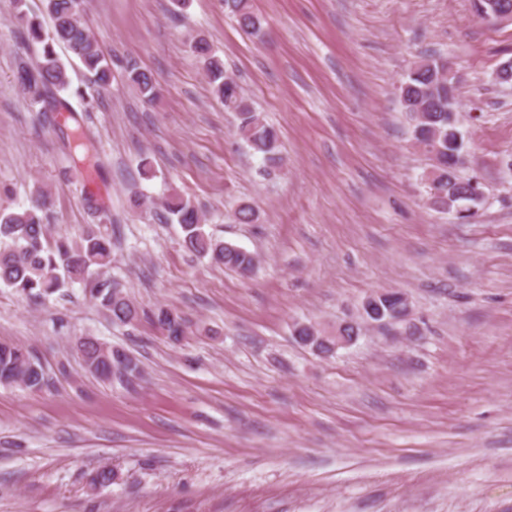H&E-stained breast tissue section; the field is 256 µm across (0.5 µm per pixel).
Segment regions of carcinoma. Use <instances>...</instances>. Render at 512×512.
<instances>
[{
	"mask_svg": "<svg viewBox=\"0 0 512 512\" xmlns=\"http://www.w3.org/2000/svg\"><path fill=\"white\" fill-rule=\"evenodd\" d=\"M45 11L51 20L45 26L38 15L23 11L17 16L19 35L35 52L36 60L21 61L15 81L33 104L42 112H56L54 95L68 88L69 78L56 47L62 46L84 68L87 88L93 92L107 89L114 78L112 69L96 40L78 19L81 0H45ZM225 9L246 32L256 33L261 22L252 10L250 0H224ZM194 53L201 59L212 86L213 94L227 112L235 114L237 129L244 142L269 163L281 160L277 130L253 110L238 84L224 75V63L210 45L199 42ZM448 68L444 56L427 57L414 63L400 86V99L412 120V137L416 146L428 153L432 168L424 177L429 203L442 211L457 213L467 210L462 202H475L469 196L468 178L459 174V163L466 152L464 135L459 126L450 122L449 111L457 110V100H448V92L438 86L440 72ZM125 70L129 81L141 96L151 101L157 94L155 77L129 59ZM52 206L49 193L41 187L32 191L29 205L10 212H0V284L31 300L44 301L69 283L81 282L89 288L90 298L110 313L112 322L128 325L139 317L138 307L114 280L104 276L112 264V241L89 227L79 238L58 234L49 238L46 212ZM160 218L175 220L181 225L188 251L207 257L217 265L248 277L255 269L253 254L226 244L204 230L203 216L194 203L172 195L162 204ZM154 320L167 336L177 341L185 332V321L169 310L160 308ZM86 348L89 364L95 375L112 376L131 382L138 374L137 364L128 359L125 350L112 348L110 363L100 360L98 349L90 340L80 342ZM39 390L45 384L40 363L26 347L12 342H0V382Z\"/></svg>",
	"mask_w": 512,
	"mask_h": 512,
	"instance_id": "obj_1",
	"label": "carcinoma"
}]
</instances>
